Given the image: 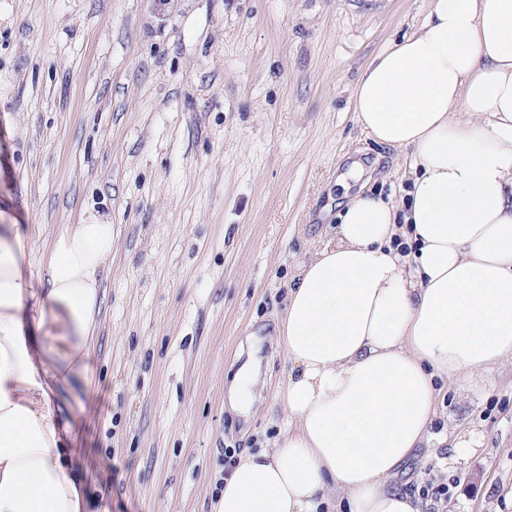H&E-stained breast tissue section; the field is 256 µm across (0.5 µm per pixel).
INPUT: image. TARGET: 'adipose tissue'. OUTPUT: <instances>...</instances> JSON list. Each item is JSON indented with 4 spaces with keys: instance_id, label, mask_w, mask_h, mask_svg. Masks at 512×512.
Wrapping results in <instances>:
<instances>
[{
    "instance_id": "1",
    "label": "adipose tissue",
    "mask_w": 512,
    "mask_h": 512,
    "mask_svg": "<svg viewBox=\"0 0 512 512\" xmlns=\"http://www.w3.org/2000/svg\"><path fill=\"white\" fill-rule=\"evenodd\" d=\"M353 111L412 150L407 199L358 194L299 263L275 337L288 424L213 512H421L392 479L432 440L435 376L512 361V0H432ZM111 253V225L66 224L35 264L0 224V512H81L70 446Z\"/></svg>"
}]
</instances>
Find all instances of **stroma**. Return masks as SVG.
<instances>
[{"instance_id":"1","label":"stroma","mask_w":512,"mask_h":512,"mask_svg":"<svg viewBox=\"0 0 512 512\" xmlns=\"http://www.w3.org/2000/svg\"><path fill=\"white\" fill-rule=\"evenodd\" d=\"M431 0H0V224L42 261L64 224L112 257L79 424L84 512H211L226 450L287 424L273 343L297 262L344 195L401 200L410 154L352 108L362 69ZM256 341L249 413L232 367ZM432 434L396 483L422 512H512V363L437 384ZM447 495H439L440 487Z\"/></svg>"}]
</instances>
